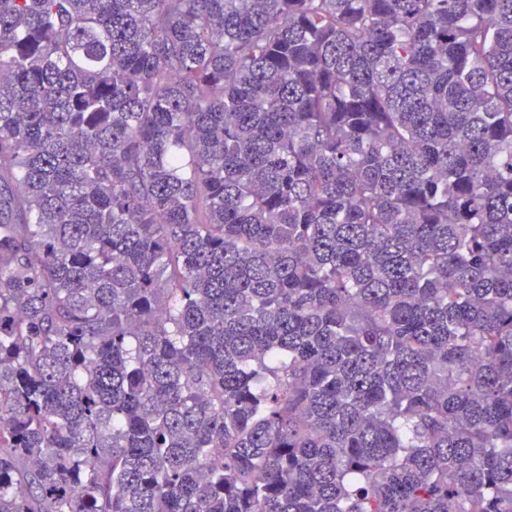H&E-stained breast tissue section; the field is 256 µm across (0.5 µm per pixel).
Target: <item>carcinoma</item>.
I'll list each match as a JSON object with an SVG mask.
<instances>
[{"mask_svg": "<svg viewBox=\"0 0 512 512\" xmlns=\"http://www.w3.org/2000/svg\"><path fill=\"white\" fill-rule=\"evenodd\" d=\"M0 512H512V0H0Z\"/></svg>", "mask_w": 512, "mask_h": 512, "instance_id": "1", "label": "carcinoma"}]
</instances>
